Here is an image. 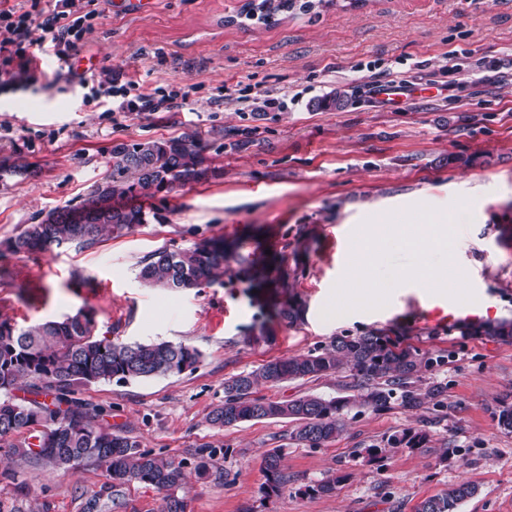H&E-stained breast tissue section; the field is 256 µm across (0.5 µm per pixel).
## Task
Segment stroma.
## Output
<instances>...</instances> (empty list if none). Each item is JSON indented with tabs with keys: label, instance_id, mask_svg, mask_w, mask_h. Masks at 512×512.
I'll list each match as a JSON object with an SVG mask.
<instances>
[{
	"label": "stroma",
	"instance_id": "35a3bbf8",
	"mask_svg": "<svg viewBox=\"0 0 512 512\" xmlns=\"http://www.w3.org/2000/svg\"><path fill=\"white\" fill-rule=\"evenodd\" d=\"M149 2L143 11H106L82 54L147 91L186 88L187 100L157 112H107L61 91L59 64L47 59L37 85L0 97V165L22 159L34 170L0 178V244L37 214L86 197L107 174L116 142L194 134L224 175L146 199L147 223L93 248L35 258L0 252V317L24 329L89 311L97 336L201 352L180 375L101 381L78 393L103 409L105 427L184 461L186 512H415L461 481L478 493L459 512H512V432L495 416L500 401L512 402V337L422 327L401 285L382 308L322 316L365 220L414 205L447 210L462 197L471 218L456 225L455 259L472 287L490 294L498 321L512 323V0H294L263 20L242 18L247 0ZM379 71L412 85L413 96L370 95ZM442 83L454 93H441ZM350 86L361 93L345 107L315 108ZM281 96L286 110L264 111L265 99ZM213 237L267 257L280 270L277 284L255 285L233 269L199 291L138 279L156 249ZM279 302L297 318H280ZM373 332L448 353L447 364L425 374L444 386L438 405L353 409L346 431L318 447L292 441L282 420L209 425L226 378ZM351 380L345 369L257 394L329 398ZM407 429L426 432L427 446L393 449L382 468L359 458ZM205 445L218 454L201 478L193 468ZM275 447L293 482L268 497L262 457ZM332 472L343 477L335 493H314ZM108 480L95 464L64 474L0 463V512H83ZM164 497L130 483L102 512H161Z\"/></svg>",
	"mask_w": 512,
	"mask_h": 512
}]
</instances>
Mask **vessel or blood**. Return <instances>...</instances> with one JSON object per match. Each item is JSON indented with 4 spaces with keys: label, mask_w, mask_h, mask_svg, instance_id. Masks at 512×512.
I'll list each match as a JSON object with an SVG mask.
<instances>
[{
    "label": "vessel or blood",
    "mask_w": 512,
    "mask_h": 512,
    "mask_svg": "<svg viewBox=\"0 0 512 512\" xmlns=\"http://www.w3.org/2000/svg\"><path fill=\"white\" fill-rule=\"evenodd\" d=\"M412 304L422 313L428 326L451 327L463 322L478 324L493 317L496 307L488 295L476 293L474 301L460 303L430 296L428 289L415 288L410 293Z\"/></svg>",
    "instance_id": "obj_1"
}]
</instances>
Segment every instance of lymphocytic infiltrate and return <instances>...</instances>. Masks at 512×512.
<instances>
[{"label":"lymphocytic infiltrate","mask_w":512,"mask_h":512,"mask_svg":"<svg viewBox=\"0 0 512 512\" xmlns=\"http://www.w3.org/2000/svg\"><path fill=\"white\" fill-rule=\"evenodd\" d=\"M102 0H21L0 7V94L13 93L37 82L43 55L53 52L61 63L57 77L66 85L90 90L116 112H154L164 104L187 99L174 88L163 95L140 91L134 81L93 80L72 68L70 61L87 45L103 15Z\"/></svg>","instance_id":"obj_1"}]
</instances>
